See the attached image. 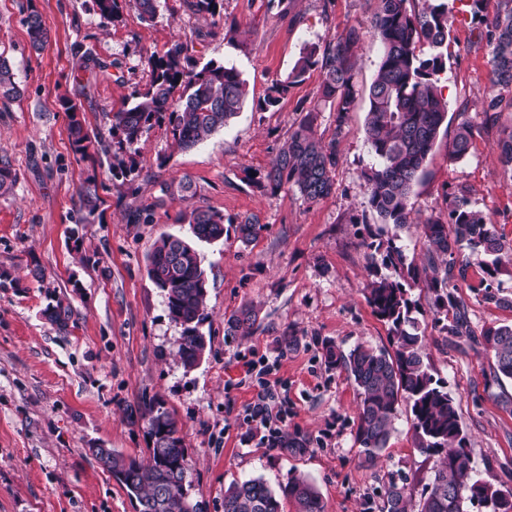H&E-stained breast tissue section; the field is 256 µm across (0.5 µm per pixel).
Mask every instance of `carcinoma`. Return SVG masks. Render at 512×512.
I'll return each instance as SVG.
<instances>
[{
	"instance_id": "cac0c4a2",
	"label": "carcinoma",
	"mask_w": 512,
	"mask_h": 512,
	"mask_svg": "<svg viewBox=\"0 0 512 512\" xmlns=\"http://www.w3.org/2000/svg\"><path fill=\"white\" fill-rule=\"evenodd\" d=\"M468 2L471 13L482 12L484 0H424V7L413 10L409 0H378L370 20V31L381 46V57L368 91L369 108L365 121L366 140L374 163L364 172L367 204L384 224L399 228L412 223L411 198L421 178L428 156L448 112V102L438 85L445 69L449 17L454 3ZM197 13L214 16L223 9V0H192ZM492 93L482 102L489 122H496L503 101L512 106V0H498L493 18L485 21ZM31 47L40 51L48 42V31L35 11L26 17ZM364 37L362 24L350 25L336 37L304 48L285 79L272 82L260 110L275 107L288 87L302 81L311 69L320 71V102L336 113V133H341L346 116L358 99L355 71L357 51ZM430 53L422 55V47ZM193 47L178 43L163 54L147 57L149 82L131 94V101L112 113V144L91 139L80 120L77 106L66 102L70 112V137L76 153L89 155V149L112 154V166L128 174L137 169L136 145L156 125L164 124L177 145L191 148L209 134L223 128L242 109L247 95L246 81L233 66L210 60L198 65ZM19 94L12 69L0 58V97ZM315 116L307 113L292 130L288 141L260 176V186L277 194L292 184L301 197L317 202L329 196L334 187L332 172L338 164L336 137L324 140L314 128ZM474 126L461 122L450 143L454 160L465 158L472 147ZM498 163L512 174V128L494 146ZM17 181L9 161L0 158V197L12 193ZM82 203L92 209L98 200L95 179L80 189ZM188 235L163 234L151 253L147 274L164 293L168 316L182 328L177 354L187 369L199 364L205 353L206 338L201 326L208 319L205 310L207 278L195 247L224 237V215L209 208L193 207L183 215ZM427 263L417 268L406 263L403 246L395 239L377 240L369 233L363 246L369 250L370 280L366 300L373 312L389 327L394 353L358 344L349 353L328 347V363L345 370L360 395L356 442L362 448V463L376 462L395 430L400 401L410 403L411 427L417 447L433 459L431 475L413 500L407 486L390 480L384 487L381 512H512V487L495 486L478 476L469 452L467 435L460 422L455 399L446 383L434 378L425 362L426 336L414 316L416 301L412 284H422L431 294L434 315H452L443 325L450 336L467 333L465 303L449 291L448 273L458 270L467 277V265L457 264L456 253L467 247L480 249L492 257L484 273L498 271L501 256L512 252L498 236L487 216L455 199L448 222L430 217L418 222ZM264 225L256 216L242 218L235 227L245 245L255 240ZM257 321L252 307L238 310L227 322V333H248ZM483 346L494 360L486 382L512 381V325L489 327L482 334ZM152 447L149 459L139 462L112 448H94L92 453L135 498L140 512H197L185 484L188 474L183 440L176 421L160 404H151L145 413ZM310 439L299 432L285 436L280 447L293 455L308 451ZM325 512L326 506L316 485L306 476L295 474L279 491L259 478L236 482L224 491V512Z\"/></svg>"
}]
</instances>
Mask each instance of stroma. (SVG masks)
<instances>
[{
    "mask_svg": "<svg viewBox=\"0 0 512 512\" xmlns=\"http://www.w3.org/2000/svg\"><path fill=\"white\" fill-rule=\"evenodd\" d=\"M376 0H224V14L242 28L229 39L223 22L192 12L185 0H159L154 20H143L135 0H120V17L103 18L94 0H0V57L20 88L0 99V157L17 174L12 194L0 198V272L15 280L0 288V512H138L137 502L92 454L112 448L146 459L151 446L140 418L160 401L175 418L187 454V493L199 512H224V491L249 478L271 488L292 473L308 476L327 512H381L390 478L420 489L429 464L400 402L396 430L381 459L362 463L355 441L358 395L346 372L324 359L328 345L347 351L364 343L390 345L388 326L365 299L369 280L361 246L369 229L397 236L409 262L422 265L417 225L381 224L366 204L364 171L372 162L364 125L368 98L360 96L344 128L335 113L316 110L319 71L289 88L268 111L257 104L273 80L285 78L303 48L366 22ZM38 12L49 31L33 50L25 18ZM485 26L469 11L456 13L441 75L447 117L412 197L413 216L447 219L453 197L467 198L512 243V176L493 147L512 112L489 124L480 110L490 94ZM188 42L198 62L235 66L247 83L239 114L195 147L178 149L166 128L154 127L139 144L130 176L103 154H75L72 116L90 137L110 140L107 113L122 108L149 80L146 59ZM95 65L82 67V51ZM314 127L337 137L339 163L332 193L315 203L294 187L274 195L259 188L263 172L308 110ZM474 127L473 147L461 160L448 144L462 121ZM95 177L101 204L81 210L78 191ZM190 180L194 205L235 221L257 215L264 229L250 244L234 230L199 244L207 277L202 361L185 369L176 351L181 328L167 313L163 292L147 275L161 235H183L186 208L174 190ZM467 277L457 295L468 305L470 333L451 336L429 311L430 296L416 287L431 373L447 382L468 438V451L486 482L512 486V382L486 386L493 365L480 340L484 329L512 323V255L503 256L488 288L473 292L486 256L462 250ZM41 269L34 278L33 269ZM62 304L66 325L45 310ZM253 306L250 335H231L227 319ZM295 335L286 349L282 339ZM275 361L272 374L288 401V431L306 434L302 455L265 448L249 438L237 415L255 394L243 364Z\"/></svg>",
    "mask_w": 512,
    "mask_h": 512,
    "instance_id": "stroma-1",
    "label": "stroma"
}]
</instances>
